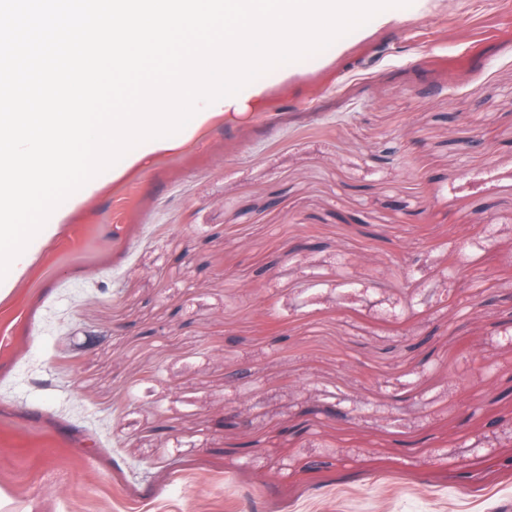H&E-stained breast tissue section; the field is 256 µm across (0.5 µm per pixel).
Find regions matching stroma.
Here are the masks:
<instances>
[{"instance_id": "stroma-1", "label": "stroma", "mask_w": 512, "mask_h": 512, "mask_svg": "<svg viewBox=\"0 0 512 512\" xmlns=\"http://www.w3.org/2000/svg\"><path fill=\"white\" fill-rule=\"evenodd\" d=\"M259 81L252 118L65 200L0 303L8 512H512V405L480 407L512 386V0ZM467 287L496 304L449 311Z\"/></svg>"}]
</instances>
